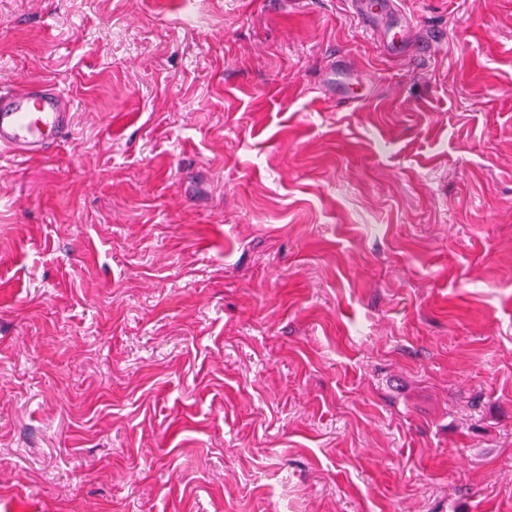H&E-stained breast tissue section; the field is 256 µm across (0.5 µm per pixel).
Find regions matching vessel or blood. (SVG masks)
<instances>
[{
  "mask_svg": "<svg viewBox=\"0 0 512 512\" xmlns=\"http://www.w3.org/2000/svg\"><path fill=\"white\" fill-rule=\"evenodd\" d=\"M356 16L379 26L391 53L405 46L407 20H396V0H350ZM74 114L64 92L39 84L0 94V149L22 158L49 155L73 129Z\"/></svg>",
  "mask_w": 512,
  "mask_h": 512,
  "instance_id": "obj_1",
  "label": "vessel or blood"
}]
</instances>
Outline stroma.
I'll use <instances>...</instances> for the list:
<instances>
[{"instance_id":"stroma-1","label":"stroma","mask_w":512,"mask_h":512,"mask_svg":"<svg viewBox=\"0 0 512 512\" xmlns=\"http://www.w3.org/2000/svg\"><path fill=\"white\" fill-rule=\"evenodd\" d=\"M398 2L0 0V512H512V0ZM350 2L359 19L381 28L383 46L388 52L398 53L404 48L408 20L402 16L400 22L388 23L392 16L399 15L396 0H350ZM67 94L41 84L0 94V149L21 158L49 155L73 129Z\"/></svg>"}]
</instances>
